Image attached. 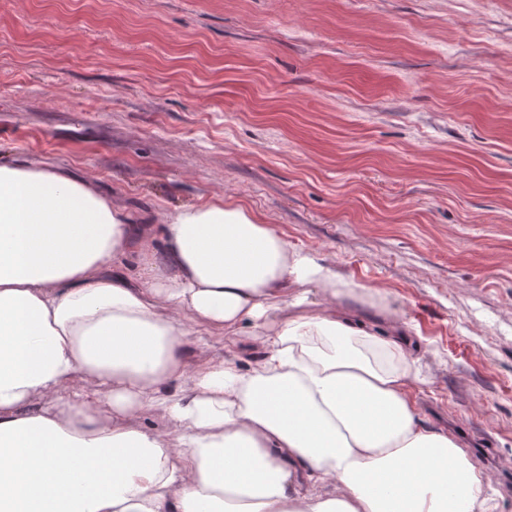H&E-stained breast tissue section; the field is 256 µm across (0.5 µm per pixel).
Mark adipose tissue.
Segmentation results:
<instances>
[{"mask_svg":"<svg viewBox=\"0 0 512 512\" xmlns=\"http://www.w3.org/2000/svg\"><path fill=\"white\" fill-rule=\"evenodd\" d=\"M292 283L364 292L246 207L137 224L85 180L0 164V512H486L468 453L422 424L405 334L290 312ZM188 320L266 352L183 390ZM144 405L173 430L131 428Z\"/></svg>","mask_w":512,"mask_h":512,"instance_id":"adipose-tissue-1","label":"adipose tissue"}]
</instances>
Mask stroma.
Instances as JSON below:
<instances>
[{
	"instance_id": "stroma-1",
	"label": "stroma",
	"mask_w": 512,
	"mask_h": 512,
	"mask_svg": "<svg viewBox=\"0 0 512 512\" xmlns=\"http://www.w3.org/2000/svg\"><path fill=\"white\" fill-rule=\"evenodd\" d=\"M212 200L373 289L428 428L512 512V0H0V163ZM188 356L246 369L242 328Z\"/></svg>"
}]
</instances>
